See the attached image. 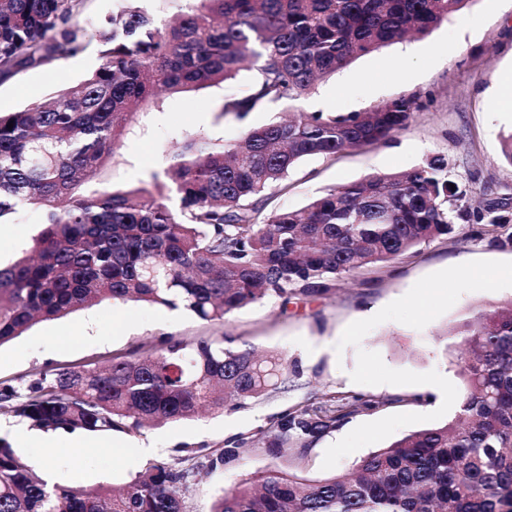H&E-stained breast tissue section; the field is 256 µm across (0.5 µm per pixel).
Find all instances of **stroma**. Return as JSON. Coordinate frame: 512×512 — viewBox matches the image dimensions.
<instances>
[{
	"mask_svg": "<svg viewBox=\"0 0 512 512\" xmlns=\"http://www.w3.org/2000/svg\"><path fill=\"white\" fill-rule=\"evenodd\" d=\"M98 63L91 44L50 68L28 69L0 81V112L48 98L83 79ZM509 73L512 0H476L427 35L357 58L301 99L252 112L243 123L221 108L227 99L250 94L251 73L196 92L163 95L158 107L138 115L120 155L90 185L124 189L149 182L152 173L161 171L164 152L187 129L231 141L242 124L262 125L281 111L366 112L383 101L416 94L422 107L407 130L385 144L303 161L287 187L274 195L270 209L303 206L329 189L373 173L408 170L437 153L447 155L453 180L475 197H512V165L502 156V140L512 133V112L504 111L493 94L500 76ZM40 229V212L33 206L21 209L14 223L0 224V264L23 256ZM467 230V225H456L453 233L386 267L337 282L328 295H300L285 307L276 301L245 307L221 327L181 310L112 300L37 323L0 345V386H21L59 365L100 364L112 354L167 336L192 340L225 334L235 346L280 354L298 364L300 374L288 391L268 392L246 407L206 411L122 434L119 448L110 435L88 433L85 448L48 452L40 446L46 431L3 411L0 437L13 442L14 430L28 432L30 442L15 444L16 454L41 476L47 469L41 459L52 454L58 485L112 488L124 486L153 463L253 434L289 407L326 394L377 401L376 409L351 415L304 455H288L289 470L305 478L341 473L404 434L454 419L465 385L456 373V350L443 332L478 306L512 299V246L494 245ZM266 464L251 449L234 468L198 471L185 495L187 512H210L224 490Z\"/></svg>",
	"mask_w": 512,
	"mask_h": 512,
	"instance_id": "1",
	"label": "stroma"
}]
</instances>
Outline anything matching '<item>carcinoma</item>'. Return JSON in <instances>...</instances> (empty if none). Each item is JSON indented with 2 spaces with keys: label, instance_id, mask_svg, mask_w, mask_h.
Returning <instances> with one entry per match:
<instances>
[{
  "label": "carcinoma",
  "instance_id": "cac0c4a2",
  "mask_svg": "<svg viewBox=\"0 0 512 512\" xmlns=\"http://www.w3.org/2000/svg\"><path fill=\"white\" fill-rule=\"evenodd\" d=\"M84 0H0V79L48 67L94 43L100 64L82 81L17 112H0V224L25 205L43 212L32 254L0 266V345L39 321L96 301L182 309L222 325L268 299L326 295L336 282L382 267L469 223L512 245V207L471 203L453 184L448 158L410 171L367 176L296 209L266 210L309 158L382 143L407 129L416 96L368 112H300L246 126L233 143L182 133L163 175L127 189L82 186L120 154L139 113L159 95L187 93L256 65L252 94L222 114L249 113L305 96L314 82L410 35H425L475 0H189L159 25L140 0L94 29L79 22ZM13 127H8V124ZM466 386L453 421L411 432L348 471L310 480L281 466L360 410L379 407L331 395L297 405L267 428L202 454L220 470L257 442L269 463L224 491L211 512H512V301L475 310L452 327ZM296 365L257 356L233 339L156 345L96 364L46 369L20 395L0 387V406L34 426L65 433L137 432L241 408L287 390ZM194 471L152 464L119 489L54 486L0 439V512H185L177 491Z\"/></svg>",
  "mask_w": 512,
  "mask_h": 512
}]
</instances>
